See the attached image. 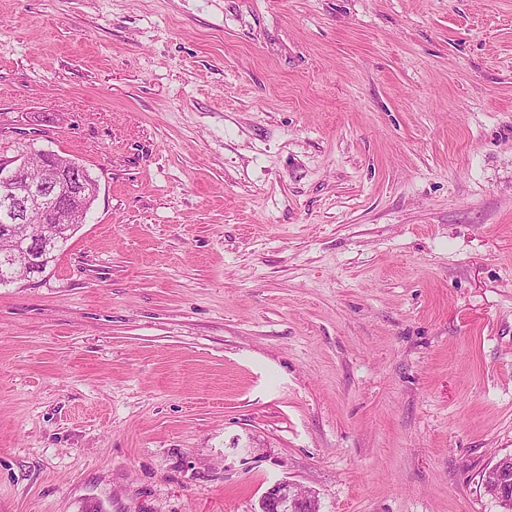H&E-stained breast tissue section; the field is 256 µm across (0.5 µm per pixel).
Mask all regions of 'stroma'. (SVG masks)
<instances>
[{"label": "stroma", "instance_id": "obj_1", "mask_svg": "<svg viewBox=\"0 0 512 512\" xmlns=\"http://www.w3.org/2000/svg\"><path fill=\"white\" fill-rule=\"evenodd\" d=\"M100 190L0 287V512H502L512 0H0V164ZM512 455L496 460L485 473L483 482L485 492L504 503H512ZM260 512H320L315 497L302 494L289 482L274 483L261 499Z\"/></svg>", "mask_w": 512, "mask_h": 512}]
</instances>
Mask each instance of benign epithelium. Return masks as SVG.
Returning <instances> with one entry per match:
<instances>
[{
  "mask_svg": "<svg viewBox=\"0 0 512 512\" xmlns=\"http://www.w3.org/2000/svg\"><path fill=\"white\" fill-rule=\"evenodd\" d=\"M41 177L34 180L26 173L27 161L23 160L6 170L0 166V232L15 240L10 252L0 254V259L11 263V271L24 270L41 260V253L51 247V239L34 241L29 236L19 237L13 228L25 226L35 218H49L54 224L75 223L80 211L73 201L99 192V185L86 180L85 168L73 165L58 170L53 167L54 154L40 152ZM485 492L504 503H512V455L496 460L486 472L483 482ZM261 512H320L315 497L303 494L289 482H277L265 492L260 504Z\"/></svg>",
  "mask_w": 512,
  "mask_h": 512,
  "instance_id": "benign-epithelium-1",
  "label": "benign epithelium"
}]
</instances>
